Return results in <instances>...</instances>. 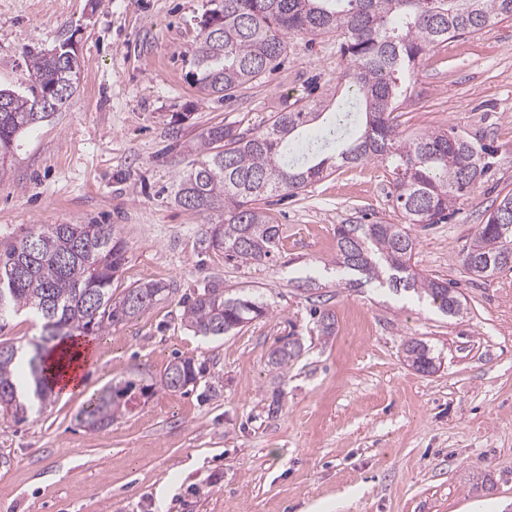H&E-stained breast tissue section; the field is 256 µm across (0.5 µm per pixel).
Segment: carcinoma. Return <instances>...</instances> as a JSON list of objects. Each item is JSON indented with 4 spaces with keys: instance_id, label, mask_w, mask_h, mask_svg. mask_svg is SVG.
<instances>
[{
    "instance_id": "1",
    "label": "carcinoma",
    "mask_w": 512,
    "mask_h": 512,
    "mask_svg": "<svg viewBox=\"0 0 512 512\" xmlns=\"http://www.w3.org/2000/svg\"><path fill=\"white\" fill-rule=\"evenodd\" d=\"M506 19L512 20V0H218L197 35L192 78L199 92L222 99L273 69L289 39L332 35L346 60L337 80L345 100L333 112L322 101L295 102L255 132L216 127L201 135L206 159L180 177L175 194L179 206L209 220L200 247L259 265L278 250L281 235L259 202L298 195L324 178L334 161L384 162L392 173L390 196L405 223L336 225V267L351 276V285L387 283L458 316L462 294L417 268L412 226L448 220L486 177L490 150L453 127L406 135L393 112L431 48ZM28 62L30 96L0 88V171L18 138L66 106L75 91L77 54L61 60L39 51ZM456 260L477 278L512 272V194L491 207ZM125 261L115 224H41L0 256V320L28 311L41 322V336L28 345H0L1 420L25 422L50 402L54 382L47 369L62 340L100 335L172 293L150 279L114 296L112 281ZM182 307L186 326L203 337L224 336L267 312L266 304L217 284ZM404 347L417 371L436 370L426 342L411 338ZM300 349L287 339L269 352L267 363L286 369ZM202 377L194 359L176 358L160 387L177 392ZM154 389L134 380L114 382L83 407L82 423L102 431Z\"/></svg>"
}]
</instances>
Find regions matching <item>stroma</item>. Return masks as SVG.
Segmentation results:
<instances>
[{
    "label": "stroma",
    "instance_id": "stroma-1",
    "mask_svg": "<svg viewBox=\"0 0 512 512\" xmlns=\"http://www.w3.org/2000/svg\"><path fill=\"white\" fill-rule=\"evenodd\" d=\"M210 7L0 0V87L27 93L28 52L68 40L80 65L69 105L22 136L0 172V253L40 224H114L126 263L113 290L176 287L96 339L79 392L0 421V512H512V272L474 280L455 260L512 193V20L431 49L397 112L402 131L453 126L495 149L472 199L413 228L419 269L459 284L465 309L449 318L337 281V225L404 221L381 162L337 168L273 206L282 236L269 262L201 250L204 216L174 201L203 159L200 134L261 128L345 67L335 38H295L269 76L223 100L202 95L192 60ZM214 282L268 312L229 336L194 335L180 303ZM285 336L302 351L279 373L267 355ZM411 338L438 355L436 372L408 365ZM177 356L205 369L193 389H155L102 431L79 424L103 387L151 383Z\"/></svg>",
    "mask_w": 512,
    "mask_h": 512
}]
</instances>
